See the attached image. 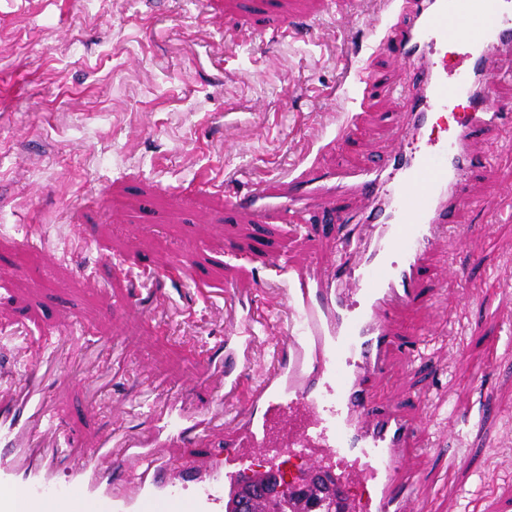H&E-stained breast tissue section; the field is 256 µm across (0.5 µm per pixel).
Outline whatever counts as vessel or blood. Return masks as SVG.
Returning <instances> with one entry per match:
<instances>
[{
	"label": "vessel or blood",
	"mask_w": 512,
	"mask_h": 512,
	"mask_svg": "<svg viewBox=\"0 0 512 512\" xmlns=\"http://www.w3.org/2000/svg\"><path fill=\"white\" fill-rule=\"evenodd\" d=\"M409 4L407 19L391 26L383 42L415 71L406 116L423 127L463 99L470 113L445 140L400 143L363 173L321 177L323 192L368 193L390 207L376 212L362 238L349 240L355 255L349 267H297L284 251L274 257L288 271L289 322L279 365L243 403L223 461L203 467L166 455L173 443L209 429L213 412L161 397L148 434L125 440L114 429L96 448L69 443L67 476L58 479L57 453L42 442L59 439L61 431L45 401L43 366L31 363L0 388V512H25L33 501L63 512L74 492L91 512H224L227 494L242 485L255 456L273 469L284 454L310 470L338 473V491L353 512H415L418 480L405 456L415 423L378 410L368 381L389 368L392 311L420 303L419 268L456 231L474 168L470 138L497 126L490 110L492 57L512 44V0ZM452 45L461 64L453 73L445 60ZM117 471L126 472L127 490L115 489Z\"/></svg>",
	"instance_id": "1"
}]
</instances>
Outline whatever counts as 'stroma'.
Segmentation results:
<instances>
[{
    "instance_id": "obj_1",
    "label": "stroma",
    "mask_w": 512,
    "mask_h": 512,
    "mask_svg": "<svg viewBox=\"0 0 512 512\" xmlns=\"http://www.w3.org/2000/svg\"><path fill=\"white\" fill-rule=\"evenodd\" d=\"M386 2L0 0V80L15 84L0 91V380L45 346L82 360L50 396L89 448L116 426L148 430L146 374L199 406L226 371L246 386L269 374L288 274L267 257L286 242L297 264L336 252L328 211L282 217L281 191L416 134L386 92L412 88L378 47ZM275 18L296 37L261 36ZM470 147L490 162L469 187L480 204L424 276L446 294L394 313L398 348L371 382L419 425V512H512V221L497 215L512 202V124ZM188 243L187 278H165ZM118 263L160 273L149 315L121 309ZM113 342L130 352L117 375L96 365Z\"/></svg>"
}]
</instances>
